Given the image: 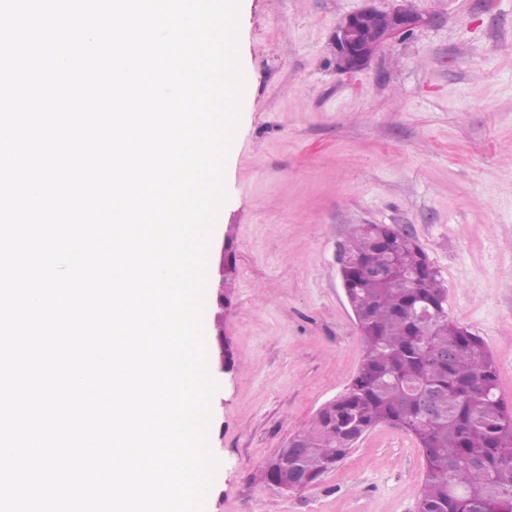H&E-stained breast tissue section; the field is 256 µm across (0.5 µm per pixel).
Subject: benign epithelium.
Segmentation results:
<instances>
[{
  "mask_svg": "<svg viewBox=\"0 0 512 512\" xmlns=\"http://www.w3.org/2000/svg\"><path fill=\"white\" fill-rule=\"evenodd\" d=\"M418 21L416 14L407 12L402 6L388 11L368 7L349 14L336 29L339 67L348 71L364 68L391 35L412 30ZM268 467H278L283 473L282 482L270 483L269 488L284 494L288 493L290 485L294 486L296 492L306 489L308 479L300 472L293 481H288V455L272 456Z\"/></svg>",
  "mask_w": 512,
  "mask_h": 512,
  "instance_id": "7a95c632",
  "label": "benign epithelium"
}]
</instances>
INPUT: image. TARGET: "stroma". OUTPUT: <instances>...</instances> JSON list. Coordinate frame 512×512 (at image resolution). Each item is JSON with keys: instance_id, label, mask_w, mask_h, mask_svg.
<instances>
[{"instance_id": "1", "label": "stroma", "mask_w": 512, "mask_h": 512, "mask_svg": "<svg viewBox=\"0 0 512 512\" xmlns=\"http://www.w3.org/2000/svg\"><path fill=\"white\" fill-rule=\"evenodd\" d=\"M403 3L420 23L347 73L338 24L394 0L239 2L248 81L209 249L215 263L231 246L236 270L205 290L218 384L206 512H416L423 457L396 425L370 431L307 490L255 479L361 363L336 260L355 225L396 224L420 243L449 317L483 338L512 408V0Z\"/></svg>"}]
</instances>
